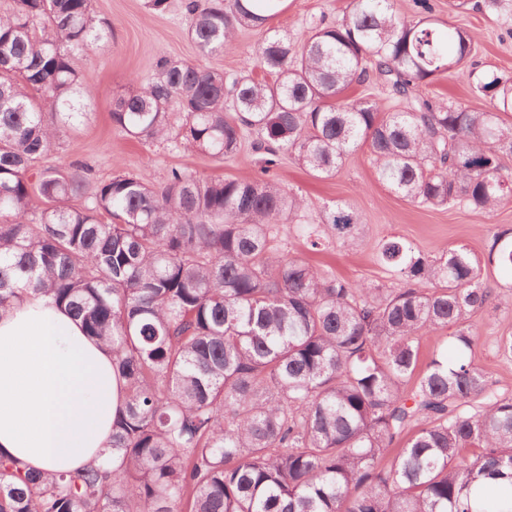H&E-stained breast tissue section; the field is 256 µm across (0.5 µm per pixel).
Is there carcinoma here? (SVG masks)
Listing matches in <instances>:
<instances>
[{
	"instance_id": "cac0c4a2",
	"label": "carcinoma",
	"mask_w": 512,
	"mask_h": 512,
	"mask_svg": "<svg viewBox=\"0 0 512 512\" xmlns=\"http://www.w3.org/2000/svg\"><path fill=\"white\" fill-rule=\"evenodd\" d=\"M279 2L183 0L187 35L220 55ZM109 29L91 0L0 11V310L52 295L125 380L112 461L36 473L0 454V512H512V395L476 361L472 323L491 297L485 267L512 288V229L484 265L390 239L397 286L349 284L274 248L305 203L268 177L288 155L329 178L365 147L410 203L491 215L512 199V78L471 61L464 29L350 0L301 46L267 27L255 63L270 82L162 55L150 82L112 98L129 137L217 160L256 130L266 177L175 169L159 186L121 174L90 190L87 166L38 163L82 116L77 61ZM445 73L490 108L419 96ZM372 76L394 104L349 94ZM324 225L358 246L351 207ZM445 329L448 351L419 369L422 338Z\"/></svg>"
}]
</instances>
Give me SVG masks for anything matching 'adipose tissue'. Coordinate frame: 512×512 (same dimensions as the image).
Here are the masks:
<instances>
[{
  "mask_svg": "<svg viewBox=\"0 0 512 512\" xmlns=\"http://www.w3.org/2000/svg\"><path fill=\"white\" fill-rule=\"evenodd\" d=\"M124 401L111 349L52 297L0 314V453L35 470H79L108 452Z\"/></svg>",
  "mask_w": 512,
  "mask_h": 512,
  "instance_id": "obj_1",
  "label": "adipose tissue"
}]
</instances>
